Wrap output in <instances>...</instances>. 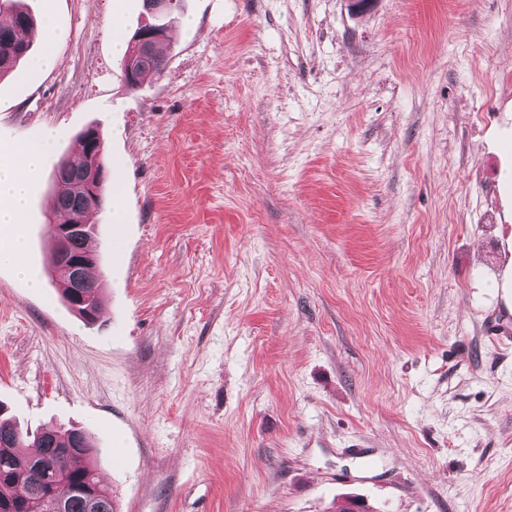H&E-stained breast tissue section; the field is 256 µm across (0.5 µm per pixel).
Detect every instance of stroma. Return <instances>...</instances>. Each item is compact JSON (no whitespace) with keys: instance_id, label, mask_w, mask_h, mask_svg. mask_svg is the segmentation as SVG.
Listing matches in <instances>:
<instances>
[{"instance_id":"obj_1","label":"stroma","mask_w":512,"mask_h":512,"mask_svg":"<svg viewBox=\"0 0 512 512\" xmlns=\"http://www.w3.org/2000/svg\"><path fill=\"white\" fill-rule=\"evenodd\" d=\"M26 3L65 38L0 77V156L62 132L24 224L44 286L0 267L21 426L87 432L117 512H512V0H181L135 90L112 36L143 0ZM89 127L90 323L47 261Z\"/></svg>"}]
</instances>
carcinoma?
Segmentation results:
<instances>
[{
	"instance_id": "cac0c4a2",
	"label": "carcinoma",
	"mask_w": 512,
	"mask_h": 512,
	"mask_svg": "<svg viewBox=\"0 0 512 512\" xmlns=\"http://www.w3.org/2000/svg\"><path fill=\"white\" fill-rule=\"evenodd\" d=\"M23 0H0V14L9 22L0 24V76L10 71L31 50L32 15L22 7ZM163 40L151 49L135 55L134 69L124 73L129 87H140L149 74L159 75L167 61L158 51ZM82 161L68 159L54 168L53 208L60 223L70 224L85 219L92 208L101 204L102 193L85 194L76 188L77 180L90 164V152L83 139H78ZM94 232L67 239L64 249L71 255H86L85 247ZM102 282L91 277L84 268L79 291L94 313L101 307ZM0 407V512H48L47 499L52 497L63 505V512H116L112 492L100 482L95 472L97 450L82 430L48 429L34 435L23 432L18 425L1 415Z\"/></svg>"
}]
</instances>
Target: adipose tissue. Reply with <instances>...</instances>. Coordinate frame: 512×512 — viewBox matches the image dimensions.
Instances as JSON below:
<instances>
[{"mask_svg": "<svg viewBox=\"0 0 512 512\" xmlns=\"http://www.w3.org/2000/svg\"><path fill=\"white\" fill-rule=\"evenodd\" d=\"M57 137L49 132L40 142L22 147L11 157L0 159V199H7V206H0V230L7 231L9 240L0 244V264L14 266L28 277L31 287H38L39 281L32 277L24 262L26 241L21 230L26 209L29 186L41 172L42 159L52 148Z\"/></svg>", "mask_w": 512, "mask_h": 512, "instance_id": "adipose-tissue-1", "label": "adipose tissue"}]
</instances>
